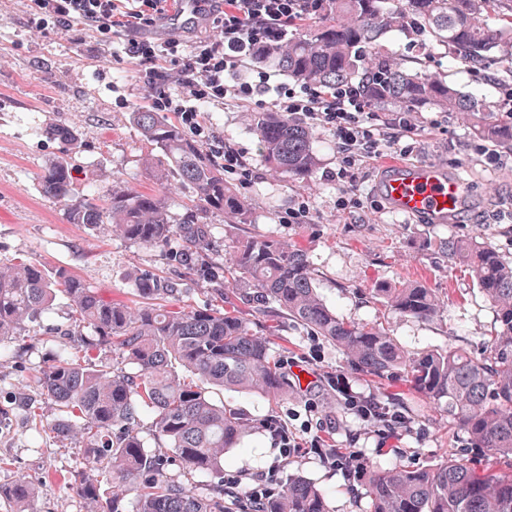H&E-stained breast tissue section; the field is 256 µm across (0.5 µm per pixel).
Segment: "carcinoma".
Returning <instances> with one entry per match:
<instances>
[{"instance_id": "obj_1", "label": "carcinoma", "mask_w": 512, "mask_h": 512, "mask_svg": "<svg viewBox=\"0 0 512 512\" xmlns=\"http://www.w3.org/2000/svg\"><path fill=\"white\" fill-rule=\"evenodd\" d=\"M398 30L414 42L410 60L384 43ZM441 49L498 80L502 58L512 57V3L401 0L399 8L388 9L384 0H325L303 31L272 45L256 62H271L300 84H352L374 112L431 106L461 112L488 146L512 149L509 101L490 105L426 71ZM132 121L167 161L156 179L168 174L190 185L191 204L174 213L160 192L113 188L102 195L92 185L78 195L73 166L64 159L45 172L41 192L61 203L76 224H109L132 245L164 250L177 275L208 284L214 299L232 308L174 302L133 310L63 268L25 260L0 265V342L22 335L57 296L69 302V339L37 371L27 406L34 413L40 401L53 402L59 416L47 430L62 440L74 431L84 438L88 471L71 481V489L88 512H124L130 495L132 512H254L245 486L224 484V456L264 431V420L216 401L211 388L288 398V371L242 313L274 307L334 343L352 373L381 385L406 377L414 392L448 411V424L466 434L470 447L499 457L501 467L484 473L453 454L421 468L370 467L364 473L370 512H512V260L482 238L442 246L448 263L466 268L494 306V327L477 356L453 345L410 353L379 324L344 319L330 309L316 292L306 254L293 245L247 237L227 264L215 265L209 216L224 213L236 224H252L251 207L181 126L145 108L132 113ZM255 132L272 170L312 175V126L284 112H258ZM133 281L146 299L174 300L180 292L170 279ZM370 295L401 317L430 320L440 311L436 295L419 284L373 288ZM95 349L112 351V364L92 362ZM186 475L206 479L208 492H196L182 480ZM114 480L117 485L105 490ZM35 486L26 476L0 486L7 512H29ZM264 512L330 510L316 484L293 473Z\"/></svg>"}]
</instances>
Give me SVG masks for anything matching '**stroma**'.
Listing matches in <instances>:
<instances>
[{"mask_svg":"<svg viewBox=\"0 0 512 512\" xmlns=\"http://www.w3.org/2000/svg\"><path fill=\"white\" fill-rule=\"evenodd\" d=\"M430 69L493 104L505 93L503 85L445 54L436 55ZM136 70L127 55L79 40L75 32L32 29L22 0H0V264L22 259L63 267L104 298L133 309L145 301L131 286L132 274L171 277L163 251L130 245L106 226L72 223L63 205L41 193L40 181L52 163L67 156L79 170L77 190L90 184L102 190L160 189L172 209L190 203L188 184L172 178L161 184L149 173L162 167L163 157L131 120L132 112L150 104ZM258 110L255 104L227 101L206 106L201 114L203 126L238 150L252 173L236 188L250 203L254 223L236 224L221 213L209 217L218 245L214 262H228L237 240L255 234L297 245L317 275L318 294L337 315L381 323L412 352L451 344L480 351L495 321L494 309L468 271L449 265L439 246L451 238L481 237L512 257V165L486 163L480 141L461 114L428 108L413 113L415 148L401 160L431 163L457 175L464 195L461 218L437 224L393 212L377 190L387 165L383 159L361 165L357 187L363 206L349 213L340 210L341 187L330 177L337 164L332 131L315 129L318 164L309 178L285 177L272 171L263 156L253 126ZM57 125L75 133L77 147L51 136ZM301 202L310 210V223H283L289 208ZM408 282L438 295L441 308L434 319L398 316L367 293L379 284ZM252 321L267 335L276 358L321 388L300 387L298 395L275 404L255 394L225 391L226 403L256 418L277 417L303 445L284 462L268 433L253 435L226 454L227 473L257 475L275 467L297 472L324 490L331 512H368L359 480L306 448L319 423L327 444L357 453L374 467L431 465L447 451L480 472L495 466L493 457L468 447L465 437L449 428L445 409L426 403L403 380L384 386L350 374L336 345L287 315L272 310ZM69 327L68 301L61 296L25 335L0 342L9 351L0 356V485L21 474L41 481L34 512H87L85 501L68 485L69 476L85 468L82 442H61L36 431L19 401L31 391L37 370L65 344ZM345 372L357 392L380 401L401 395L407 426L399 436L381 441L376 427L342 409L326 381Z\"/></svg>","mask_w":512,"mask_h":512,"instance_id":"35a3bbf8","label":"stroma"}]
</instances>
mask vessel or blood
<instances>
[{
    "instance_id": "b4317fda",
    "label": "vessel or blood",
    "mask_w": 512,
    "mask_h": 512,
    "mask_svg": "<svg viewBox=\"0 0 512 512\" xmlns=\"http://www.w3.org/2000/svg\"><path fill=\"white\" fill-rule=\"evenodd\" d=\"M199 21L195 0H182L165 23L170 31L182 32ZM379 191L393 210L404 216H427L443 223L461 210L459 180L430 164H390Z\"/></svg>"
}]
</instances>
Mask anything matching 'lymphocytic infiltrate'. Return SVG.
<instances>
[{
    "label": "lymphocytic infiltrate",
    "instance_id": "f902f5d3",
    "mask_svg": "<svg viewBox=\"0 0 512 512\" xmlns=\"http://www.w3.org/2000/svg\"><path fill=\"white\" fill-rule=\"evenodd\" d=\"M203 21L220 28L222 37L197 36L190 50L171 39L162 43L141 32L176 9L178 0H27L28 23L39 31L77 30L81 37L108 46L125 36L123 50L137 62L136 78L159 112H171L181 124L201 133L202 144L221 158L225 173L249 177L238 151L219 145L204 133L199 121L203 105L233 99L249 104L271 96L275 110L333 131L342 182L341 209L359 206L358 170L367 159L397 150L412 128L407 113L399 112L382 124L365 120L367 105L347 85L312 87L298 83L271 84L267 71L239 74L243 58L264 53L315 16L321 0H198ZM177 69H169L168 58Z\"/></svg>",
    "mask_w": 512,
    "mask_h": 512
}]
</instances>
